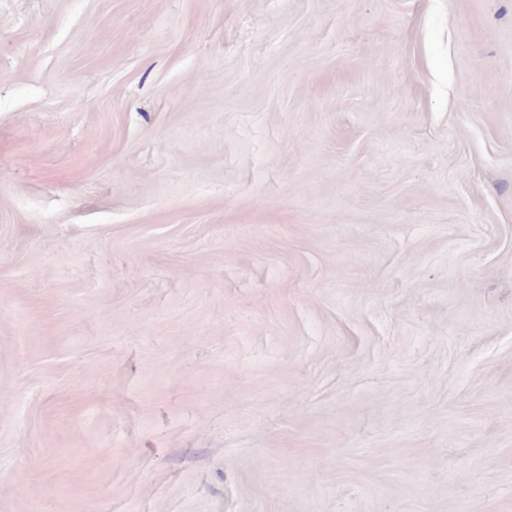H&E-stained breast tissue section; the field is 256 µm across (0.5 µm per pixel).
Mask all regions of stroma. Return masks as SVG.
Masks as SVG:
<instances>
[{"label": "stroma", "instance_id": "35a3bbf8", "mask_svg": "<svg viewBox=\"0 0 512 512\" xmlns=\"http://www.w3.org/2000/svg\"><path fill=\"white\" fill-rule=\"evenodd\" d=\"M0 512H512V0H0Z\"/></svg>", "mask_w": 512, "mask_h": 512}]
</instances>
